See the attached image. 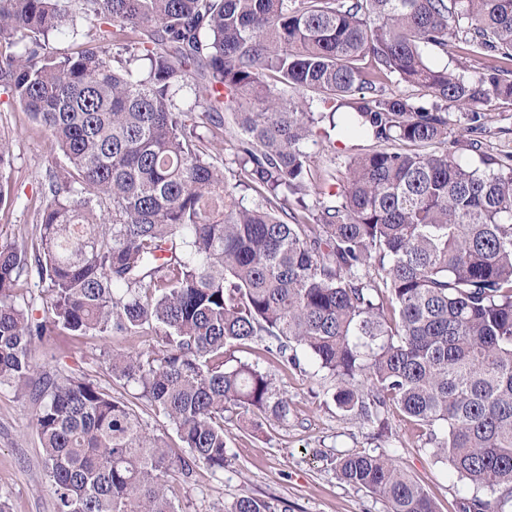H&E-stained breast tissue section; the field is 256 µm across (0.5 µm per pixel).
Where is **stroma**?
Masks as SVG:
<instances>
[{
  "mask_svg": "<svg viewBox=\"0 0 512 512\" xmlns=\"http://www.w3.org/2000/svg\"><path fill=\"white\" fill-rule=\"evenodd\" d=\"M428 60L437 68L466 70L479 77L487 67L512 71V58L498 54L476 58L466 56L459 38L448 40L447 51L426 49ZM483 131L473 135L469 122L458 111L449 114L448 138L456 143V157L464 164L477 163L479 154L491 156L512 152V104L497 102L483 112ZM13 140L9 169L12 195L9 207L0 209V243H22L31 230L32 205L48 169L58 167L60 158L51 152L47 135L33 125L10 93L0 86V134ZM480 139V152L470 144ZM376 146L367 136L344 135L333 130L330 139L312 138L305 146L312 172L332 168L344 173L352 157ZM148 338L60 335L39 346L34 359L46 371L85 373L114 397L130 398L132 388L113 380L95 363L101 348H139ZM233 360L258 365L269 372L276 390L286 395L287 419L265 416L264 431L255 435L248 420H228V461L222 472L199 471L195 482L172 481L171 493L189 506L188 512H213L214 507L249 493L267 501H285L293 512H386L383 501L369 492L342 482L335 459L343 454L387 451L436 501L440 512H457L458 499L473 487L454 474L446 460L436 456L425 443V428L399 412L388 416L389 432L379 436L378 427L355 419L323 394L326 381L309 358H302L301 370L282 371L268 360L259 341L234 349ZM38 401L20 397L12 390H0V489L11 495L12 512H54V500L42 464V449L34 428Z\"/></svg>",
  "mask_w": 512,
  "mask_h": 512,
  "instance_id": "obj_1",
  "label": "stroma"
}]
</instances>
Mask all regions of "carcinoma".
<instances>
[{
  "mask_svg": "<svg viewBox=\"0 0 512 512\" xmlns=\"http://www.w3.org/2000/svg\"><path fill=\"white\" fill-rule=\"evenodd\" d=\"M459 32L469 55L512 57V0H0V86L63 160L30 242L0 244V387L41 399L55 512H186L169 478L224 471V413L288 416L268 373L227 365L262 336L283 370L310 357L343 411L384 426L395 408L424 427L476 488L458 512L512 499V153L481 155V170L429 150L448 143V106L476 119L512 103V79L434 67L424 50L448 52ZM395 80L431 101L390 92ZM296 92L323 114L347 102L346 128L379 143L339 191L331 170L309 177L317 118ZM226 112L253 207L212 157ZM11 157L0 135V208ZM31 279L50 301L41 317L17 301ZM62 333L155 337L98 360L188 454L94 380L39 371L37 346ZM336 470L387 512H438L386 451ZM216 512L291 506L243 494Z\"/></svg>",
  "mask_w": 512,
  "mask_h": 512,
  "instance_id": "cac0c4a2",
  "label": "carcinoma"
}]
</instances>
